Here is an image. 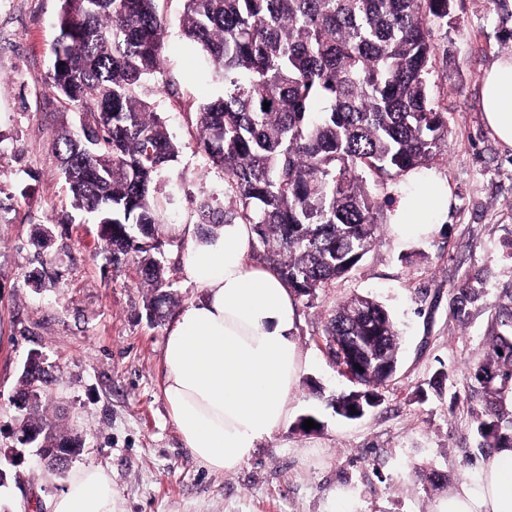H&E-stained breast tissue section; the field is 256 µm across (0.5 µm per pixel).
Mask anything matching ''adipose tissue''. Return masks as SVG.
Returning <instances> with one entry per match:
<instances>
[{
  "label": "adipose tissue",
  "instance_id": "1",
  "mask_svg": "<svg viewBox=\"0 0 512 512\" xmlns=\"http://www.w3.org/2000/svg\"><path fill=\"white\" fill-rule=\"evenodd\" d=\"M482 108L489 128L512 146V57L487 72ZM448 203L444 182L425 180L400 199L396 232L404 240L428 235ZM160 231L187 238L186 274L204 292L168 329L162 393L185 448L207 469L230 472L286 429L293 414L308 365L294 340L293 293L269 266L251 261V225H224L207 242L190 224H164ZM51 512H120L118 493L104 469L87 466L67 477ZM433 512H512V446L483 462L475 480L449 488Z\"/></svg>",
  "mask_w": 512,
  "mask_h": 512
}]
</instances>
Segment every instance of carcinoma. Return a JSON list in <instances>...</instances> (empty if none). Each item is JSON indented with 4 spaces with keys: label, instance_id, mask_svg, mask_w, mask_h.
Here are the masks:
<instances>
[{
    "label": "carcinoma",
    "instance_id": "cac0c4a2",
    "mask_svg": "<svg viewBox=\"0 0 512 512\" xmlns=\"http://www.w3.org/2000/svg\"><path fill=\"white\" fill-rule=\"evenodd\" d=\"M48 80L82 115L81 134L61 130L56 145L73 207L95 219L116 269L137 260L148 287L149 316L175 303L164 290L163 223L154 181L179 148L148 102L143 81L158 72L166 28L157 0H61ZM452 0H185L182 35L196 44L224 97L196 107L198 144L224 170V207L195 201L199 236L251 224L265 260L296 294L311 296L350 272L377 241V199L366 173L397 176L442 151L444 113L429 98L436 57L430 23L448 18ZM269 110H264V103ZM340 304L327 335L379 331V357L398 363L399 332L388 310L365 298L367 319ZM509 330L500 353L475 373L489 384L512 373ZM51 370L20 375L15 398L44 393ZM27 411L21 433L45 449L43 464L76 457L84 443L46 416L42 401Z\"/></svg>",
    "mask_w": 512,
    "mask_h": 512
}]
</instances>
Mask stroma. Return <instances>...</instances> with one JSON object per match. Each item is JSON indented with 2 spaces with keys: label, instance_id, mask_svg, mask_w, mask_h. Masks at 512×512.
Segmentation results:
<instances>
[{
  "label": "stroma",
  "instance_id": "35a3bbf8",
  "mask_svg": "<svg viewBox=\"0 0 512 512\" xmlns=\"http://www.w3.org/2000/svg\"><path fill=\"white\" fill-rule=\"evenodd\" d=\"M167 19L161 75L140 91L179 144L159 172L156 198L171 224L190 221L191 201L224 196V174L197 144L194 110L223 96L179 19L184 0H158ZM60 0H0V448L16 446L13 404L28 354H44L58 377L48 416L84 442L73 467L106 470L122 512H326L337 488L351 491L348 512H431L464 480L476 479L493 447L477 432L492 420L512 441V408L475 378L494 354V338L512 322V147L488 127L481 86L495 62L512 54V0H453L446 24L433 28L437 55L429 77L433 106L448 115L444 150L425 168L369 177L379 209V238L331 287L295 299L294 338L309 368L295 391L296 426L273 437L230 473L213 472L184 448L162 395L164 337L174 313L149 320L138 266L113 269L97 224L72 207L56 130L80 116L47 82ZM437 177L450 192L435 229L403 241L392 217L400 198ZM53 238L36 253L32 225ZM189 245L162 248L164 276L180 305L203 292L186 275ZM46 268L38 290L25 274ZM473 283L475 294L460 290ZM381 302L400 334L395 374L379 385V404L364 418L336 414V394L354 385L339 373L327 320L353 295ZM0 512H49L64 488L59 473L35 468L29 455L9 466Z\"/></svg>",
  "mask_w": 512,
  "mask_h": 512
}]
</instances>
